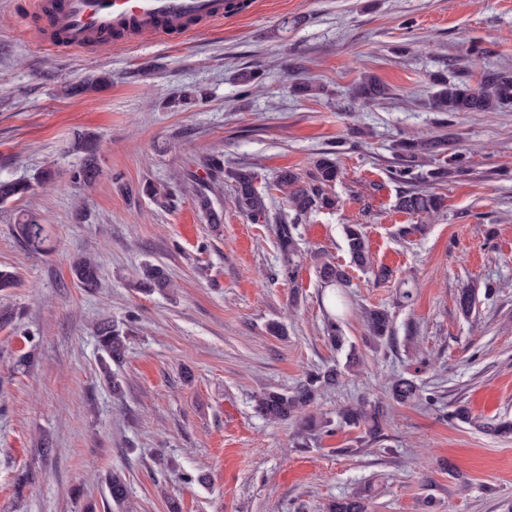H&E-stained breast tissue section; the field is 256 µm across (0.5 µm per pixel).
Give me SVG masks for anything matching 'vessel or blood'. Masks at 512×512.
Returning a JSON list of instances; mask_svg holds the SVG:
<instances>
[{
    "label": "vessel or blood",
    "mask_w": 512,
    "mask_h": 512,
    "mask_svg": "<svg viewBox=\"0 0 512 512\" xmlns=\"http://www.w3.org/2000/svg\"><path fill=\"white\" fill-rule=\"evenodd\" d=\"M226 14L224 0H28L20 24L45 49L79 51L181 34Z\"/></svg>",
    "instance_id": "1"
}]
</instances>
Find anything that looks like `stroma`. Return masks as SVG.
I'll use <instances>...</instances> for the list:
<instances>
[{"instance_id": "stroma-1", "label": "stroma", "mask_w": 512, "mask_h": 512, "mask_svg": "<svg viewBox=\"0 0 512 512\" xmlns=\"http://www.w3.org/2000/svg\"><path fill=\"white\" fill-rule=\"evenodd\" d=\"M18 2L0 0V177L35 187L0 205V270L18 281L0 291V306L18 313L0 328V512H169L172 501L180 512H323L367 484L369 512H512V438L482 428L512 419V108L445 126L429 108L431 74L458 76L464 44L483 49L485 69L512 70V0H251L185 38L69 54L46 53L18 29ZM256 69L258 91L241 95L240 73ZM102 72L108 86L66 92ZM365 74L388 86L387 99H354ZM298 78L320 95L294 93ZM194 87L205 98L176 105ZM80 133L98 139L89 185L71 177ZM443 133L468 151L470 173L436 186L440 214L400 212L393 144ZM327 151L341 169L336 206L295 216L276 178H310ZM213 155L272 187L268 223L235 209L233 180L206 168ZM46 168L54 180L37 183ZM203 187L220 224L196 206ZM28 211L46 229L38 255L13 235ZM283 218L296 222L289 265ZM348 224L362 225L370 268L351 265ZM81 254L98 260L100 288L73 276ZM147 261L166 268L173 289L135 288ZM324 262L348 271L343 307L321 286ZM465 286L476 295L468 317L457 307ZM367 307L390 312L391 345L368 343ZM337 309L339 351L323 334ZM105 318L137 328L113 367L120 398L101 378L95 325ZM273 321L283 335L270 333ZM351 351L360 362L350 369ZM332 366L339 382L315 414L381 403L379 438L345 427L301 448L295 421L255 413L256 394ZM398 375L431 404H393ZM459 406L471 422L449 419ZM115 470L128 480L122 509L103 504Z\"/></svg>"}]
</instances>
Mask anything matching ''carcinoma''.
Masks as SVG:
<instances>
[{
	"label": "carcinoma",
	"instance_id": "obj_1",
	"mask_svg": "<svg viewBox=\"0 0 512 512\" xmlns=\"http://www.w3.org/2000/svg\"><path fill=\"white\" fill-rule=\"evenodd\" d=\"M481 55L475 47L465 50L462 70L467 73L478 72L477 79L448 78L436 75L432 85L431 108L449 117L463 112H499L512 107V70L494 71L480 70ZM389 95L388 87L376 76L365 75L355 86L354 96L364 103L382 100ZM71 148L86 154L83 165L73 171L71 178L76 181L90 183L97 176L95 162V139L89 134L75 137ZM435 159V166L424 168V158ZM316 173L311 180L305 181L298 174L288 171L282 173L276 186L285 191L296 215L302 216L315 210L332 209L336 205V197L329 189L341 176L340 167L334 153L323 154L315 164ZM471 170L469 157L460 149L450 144L448 137L404 138L393 147V161L389 173L399 184L408 186L397 200L399 210L412 215H431L445 208L444 198L425 189V186L446 182L453 176H461ZM236 195L235 207L253 223L267 221L268 205L266 190L256 186L254 173L247 169L233 172ZM33 189L27 180L0 179V203L20 199ZM15 238L28 251L39 253L46 240L45 225L41 218L29 212L13 226ZM348 252L353 264L365 267L369 263L368 240L359 224H348L344 228ZM279 246L287 261H292L294 253L293 225L281 224L278 228ZM71 270L78 283L84 288H95L99 282L97 263L89 257L76 258ZM318 277L324 286L343 292L348 287V272L340 265L324 262L318 268ZM137 287L144 292L164 291L171 287V281L163 266L144 262L139 269ZM364 323L368 337L377 345L392 339L393 328L389 314L382 309H370L364 314ZM132 328L125 330L102 321L97 326V339L102 352L108 360L101 363L104 378L119 396L123 393V381L114 373L109 362H118L124 356ZM326 333L330 343L340 349L345 338L341 329V314L336 313L326 324ZM340 372L330 367L321 372H311L291 391L267 390L256 397L255 411L271 421H283L298 418L299 427L305 435H315L321 431L329 433L334 425L360 429L368 437H378L381 431V420L384 419L382 406L370 402H362L347 406L337 412L336 420L317 419L306 413L312 406L319 392L338 383ZM390 399L400 405L423 403L430 400V395L414 380L397 377L389 387ZM108 491L116 507L125 501L127 486L125 478L113 474L108 482ZM369 490L361 489L356 493L340 498L328 505V512H367Z\"/></svg>",
	"mask_w": 512,
	"mask_h": 512
}]
</instances>
